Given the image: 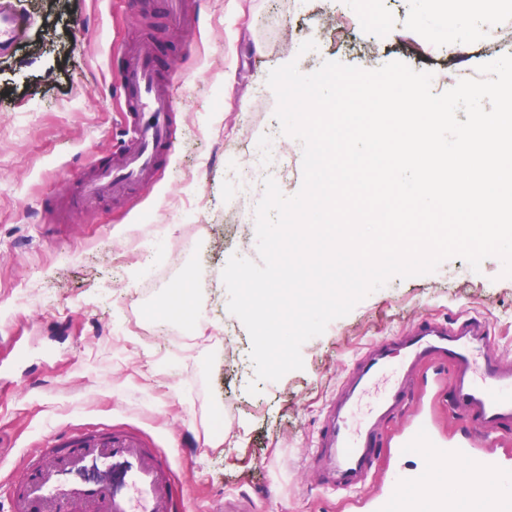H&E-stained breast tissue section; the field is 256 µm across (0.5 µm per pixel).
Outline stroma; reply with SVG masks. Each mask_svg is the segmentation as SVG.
Returning a JSON list of instances; mask_svg holds the SVG:
<instances>
[{
  "label": "stroma",
  "instance_id": "stroma-1",
  "mask_svg": "<svg viewBox=\"0 0 512 512\" xmlns=\"http://www.w3.org/2000/svg\"><path fill=\"white\" fill-rule=\"evenodd\" d=\"M186 2L190 27L159 17L165 0H14L30 32L0 52V502L24 458L53 437L117 431L174 455L191 512H360L368 489L342 500L316 485L306 460L328 403L369 347L425 318L478 317L512 357V277L491 256L476 271L453 257L392 278L302 345L303 369L249 393L252 341L228 310L222 271L235 254L259 261L262 195L231 192L227 171L251 165L276 124L267 84L276 67L401 61L432 72L441 94L455 74L512 54V29L459 39L420 0ZM145 42L174 91L172 152L149 184L70 209L121 128L123 54ZM281 141L275 181L292 196L303 149ZM188 208L194 248L182 253ZM156 224L177 249L175 280L208 275L196 302L209 319L179 366L165 363L164 327L144 338L113 331L142 305L135 244Z\"/></svg>",
  "mask_w": 512,
  "mask_h": 512
}]
</instances>
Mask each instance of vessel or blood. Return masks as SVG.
<instances>
[{"label":"vessel or blood","mask_w":512,"mask_h":512,"mask_svg":"<svg viewBox=\"0 0 512 512\" xmlns=\"http://www.w3.org/2000/svg\"><path fill=\"white\" fill-rule=\"evenodd\" d=\"M27 19L12 0H0V51L24 37ZM127 96L125 138L109 163L82 184L81 198L119 196L158 167L172 139V98L156 81L150 53L123 67ZM486 322L473 317L425 320L400 339L376 346L360 361L352 385L333 403L318 434L312 465L327 489L349 494L373 485L368 512H460L455 473L434 483L425 471L394 470L382 482L371 472L382 423L397 415L409 421L398 433L395 454H419L433 464H457L482 485L476 512H512V461L498 450L512 429V361L490 351ZM448 364L435 373L447 386L449 409L460 419L459 437L440 438L414 401L408 383L427 362ZM173 460L127 435L99 432L41 449L13 482L9 512H175Z\"/></svg>","instance_id":"b4317fda"}]
</instances>
